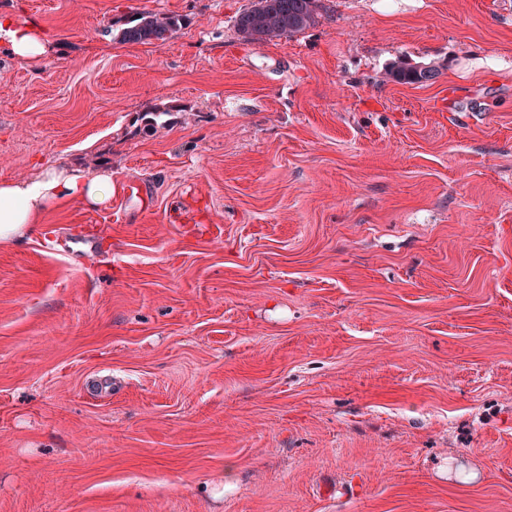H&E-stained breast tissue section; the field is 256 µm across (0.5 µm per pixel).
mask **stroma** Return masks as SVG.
<instances>
[{"label": "stroma", "mask_w": 512, "mask_h": 512, "mask_svg": "<svg viewBox=\"0 0 512 512\" xmlns=\"http://www.w3.org/2000/svg\"><path fill=\"white\" fill-rule=\"evenodd\" d=\"M325 4L0 0V178L120 188L0 243V512H512V0ZM323 0H254L235 19L238 36L260 44L291 37L319 22ZM132 24L115 37L123 43H145L151 41H165L179 25V19L172 15H156L150 13L139 14V18L132 17ZM15 58L26 62L41 60L50 51V40L33 22L0 15V41ZM438 69L434 65H410L406 60L399 59L382 74V81L405 84H425L436 78Z\"/></svg>", "instance_id": "35a3bbf8"}]
</instances>
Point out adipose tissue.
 I'll use <instances>...</instances> for the list:
<instances>
[{"label":"adipose tissue","instance_id":"ef3b65f1","mask_svg":"<svg viewBox=\"0 0 512 512\" xmlns=\"http://www.w3.org/2000/svg\"><path fill=\"white\" fill-rule=\"evenodd\" d=\"M0 43L20 60H41L50 40L35 23L0 15ZM116 186L110 169L88 174L68 165L34 170L25 179L0 181V242L8 243L37 234L45 213L52 207L83 201L103 207L112 200Z\"/></svg>","mask_w":512,"mask_h":512}]
</instances>
